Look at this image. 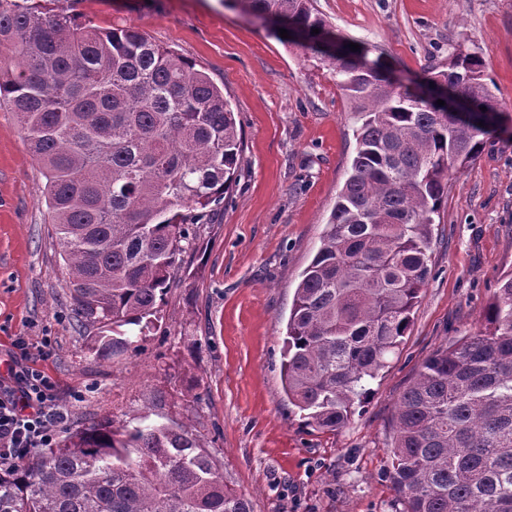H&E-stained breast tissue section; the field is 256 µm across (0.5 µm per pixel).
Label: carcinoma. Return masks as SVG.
Returning a JSON list of instances; mask_svg holds the SVG:
<instances>
[{"instance_id": "1", "label": "carcinoma", "mask_w": 512, "mask_h": 512, "mask_svg": "<svg viewBox=\"0 0 512 512\" xmlns=\"http://www.w3.org/2000/svg\"><path fill=\"white\" fill-rule=\"evenodd\" d=\"M275 16L359 114L356 152L288 319L281 380L334 430L410 325L430 273L433 214L505 112L481 53L453 52L414 87L332 37L311 0H225ZM319 33H313V30ZM469 98L454 114L437 100ZM47 182L76 327L99 357L133 344L164 303L191 226L236 181L235 112L196 64L133 27L81 26L0 0V103ZM391 475L404 512H512V272L484 327L439 347L396 404ZM0 512H254L188 431L90 424L0 471Z\"/></svg>"}]
</instances>
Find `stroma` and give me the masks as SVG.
<instances>
[{"label": "stroma", "mask_w": 512, "mask_h": 512, "mask_svg": "<svg viewBox=\"0 0 512 512\" xmlns=\"http://www.w3.org/2000/svg\"><path fill=\"white\" fill-rule=\"evenodd\" d=\"M328 28L403 82L454 49L482 52L512 113V0H314ZM79 22L135 27L223 87L241 171L197 225L159 320L136 348L96 358L70 319L45 180L0 106V346L24 337L75 429L135 416L186 427L254 512H403L389 474L397 400L437 347L476 331L512 271V123L482 135L435 216L430 276L401 344L334 431L289 404L281 352L295 289L355 153L357 115L299 41L224 0H61Z\"/></svg>", "instance_id": "stroma-1"}]
</instances>
